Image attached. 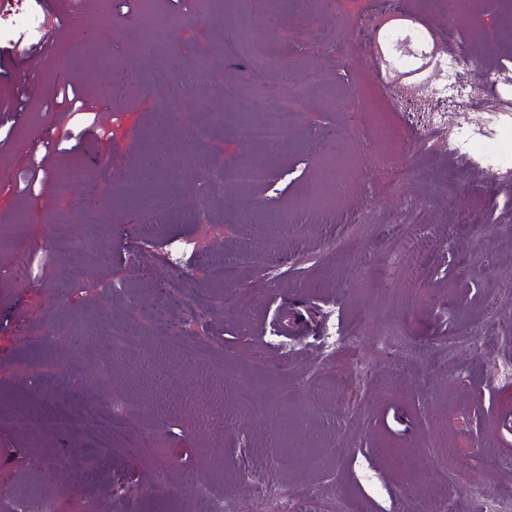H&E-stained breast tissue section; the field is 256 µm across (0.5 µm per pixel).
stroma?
I'll list each match as a JSON object with an SVG mask.
<instances>
[{
    "mask_svg": "<svg viewBox=\"0 0 512 512\" xmlns=\"http://www.w3.org/2000/svg\"><path fill=\"white\" fill-rule=\"evenodd\" d=\"M180 18L162 58L129 41L141 23L139 0H105L107 22L85 21L73 0H0V103L14 102L29 75L66 68L99 110V135L82 115L45 111L55 87L38 86L20 112H0L9 141L0 150V222L27 224L0 240V512H208L212 499L259 512L256 482L273 475L293 490L325 485L326 499L299 501L297 512H330L354 498L364 512H480L481 497L512 500V183L494 184L448 150L426 144L404 109L428 111L444 82L448 42L465 47L462 78L477 94L496 93L484 73L504 56L512 27L504 6L473 0L452 17L442 0H399L376 19L375 0H278L273 31L227 48L224 31L200 0H157ZM61 21L51 55L27 53L25 16ZM421 30L411 67L382 39L359 40L355 25ZM203 73L185 120L203 154L205 175L186 194L185 172L166 181L167 203L132 210L115 200L140 177V162L172 139L170 101L180 84L157 70ZM121 71L135 79L113 86ZM280 82L303 132L274 148L265 183L217 181L225 168L264 154L238 128L253 97ZM360 97V112L323 102L325 87ZM392 139L381 144L378 124ZM353 134L356 164L336 207L304 208L319 176L320 131ZM53 156L44 194L18 195L13 182L34 142ZM80 169L82 180H62ZM297 223L274 237L279 213ZM77 235L109 260L71 276L81 249L48 255L56 236ZM141 248L132 267L111 252L115 238ZM253 259L238 264L242 249ZM237 263L232 277L224 263ZM166 263L190 267L174 292L204 294L201 333H172L173 312L156 297ZM27 265L28 278L13 276ZM66 298H59V291ZM306 330L281 336L280 316ZM359 321L361 340L322 357L331 322ZM390 326L397 347L372 343ZM484 326L480 350L448 345ZM128 333L153 354L154 371L190 357L193 374L165 404L150 398L152 373L120 360L99 362L111 337ZM370 364L356 373L357 360ZM259 385L251 406L239 375ZM222 403L227 428L196 424L200 399ZM116 400L115 432L93 431L96 411Z\"/></svg>",
    "mask_w": 512,
    "mask_h": 512,
    "instance_id": "1",
    "label": "stroma"
}]
</instances>
